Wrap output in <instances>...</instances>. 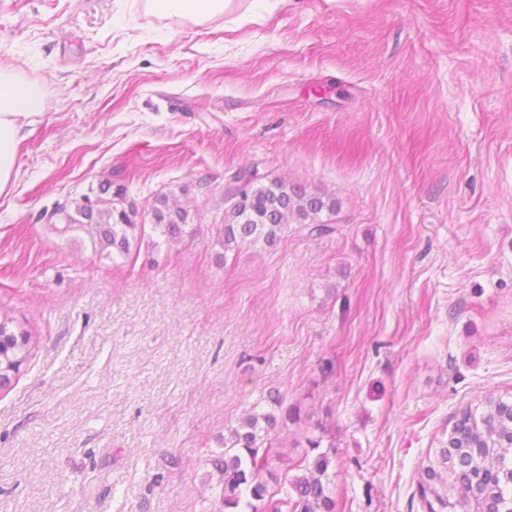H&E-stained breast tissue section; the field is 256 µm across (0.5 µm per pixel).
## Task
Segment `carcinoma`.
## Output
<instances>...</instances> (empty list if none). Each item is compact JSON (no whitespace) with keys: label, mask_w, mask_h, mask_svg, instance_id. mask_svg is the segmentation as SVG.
I'll list each match as a JSON object with an SVG mask.
<instances>
[{"label":"carcinoma","mask_w":512,"mask_h":512,"mask_svg":"<svg viewBox=\"0 0 512 512\" xmlns=\"http://www.w3.org/2000/svg\"><path fill=\"white\" fill-rule=\"evenodd\" d=\"M257 172L240 170L224 187L222 243L224 252L242 247L276 246L290 225L309 236H326L336 226L321 219L336 212V199L309 191L284 179L257 184ZM100 186L96 203L89 200L51 212L48 229L64 236L82 233L93 252L109 258L118 254L133 261L132 245L151 230L168 243H179L197 234L189 223L190 212L169 194L157 195L151 206V224L137 222L134 208L119 207L126 191ZM14 319L0 310V386L11 381L30 359L31 334L13 331ZM301 419L293 406L279 414L249 413L230 430L224 454L211 460L210 479L221 488L216 512H334L336 502L329 489V453L319 451L322 439L309 440L313 459L298 464L303 473L275 475L270 469L272 437L288 422ZM417 491L426 512H512V395L486 391L477 405L460 410L447 440L426 453L418 469Z\"/></svg>","instance_id":"1"}]
</instances>
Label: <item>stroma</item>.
<instances>
[{
	"label": "stroma",
	"mask_w": 512,
	"mask_h": 512,
	"mask_svg": "<svg viewBox=\"0 0 512 512\" xmlns=\"http://www.w3.org/2000/svg\"><path fill=\"white\" fill-rule=\"evenodd\" d=\"M0 0V67L40 87L0 197V307L31 360L0 388V512H212L247 413L300 405L275 474L322 438L336 512H423L417 468L512 392V0ZM253 167L336 197L331 236L225 252ZM111 180L199 234L98 258L46 216ZM233 4V0H147L149 10L179 24H204L229 14Z\"/></svg>",
	"instance_id": "35a3bbf8"
}]
</instances>
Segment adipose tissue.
Instances as JSON below:
<instances>
[{"label": "adipose tissue", "mask_w": 512, "mask_h": 512, "mask_svg": "<svg viewBox=\"0 0 512 512\" xmlns=\"http://www.w3.org/2000/svg\"><path fill=\"white\" fill-rule=\"evenodd\" d=\"M234 0H147L149 10L183 24H203L229 14ZM43 105L39 88L13 72L0 69V196L13 182L22 118L38 114Z\"/></svg>", "instance_id": "obj_1"}]
</instances>
